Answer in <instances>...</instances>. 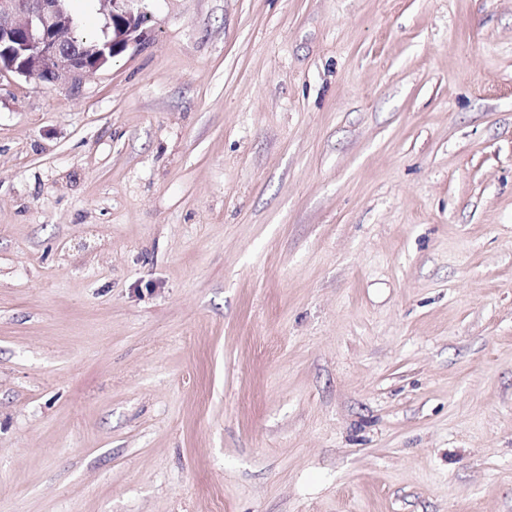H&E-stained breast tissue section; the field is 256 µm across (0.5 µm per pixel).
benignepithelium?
Instances as JSON below:
<instances>
[{
    "label": "benign epithelium",
    "instance_id": "1",
    "mask_svg": "<svg viewBox=\"0 0 512 512\" xmlns=\"http://www.w3.org/2000/svg\"><path fill=\"white\" fill-rule=\"evenodd\" d=\"M67 2L0 0V74L77 86L141 39L143 0H99L104 37L86 45L73 41L75 20Z\"/></svg>",
    "mask_w": 512,
    "mask_h": 512
}]
</instances>
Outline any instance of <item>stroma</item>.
<instances>
[{
	"instance_id": "35a3bbf8",
	"label": "stroma",
	"mask_w": 512,
	"mask_h": 512,
	"mask_svg": "<svg viewBox=\"0 0 512 512\" xmlns=\"http://www.w3.org/2000/svg\"><path fill=\"white\" fill-rule=\"evenodd\" d=\"M0 75V512H512V0H143Z\"/></svg>"
}]
</instances>
